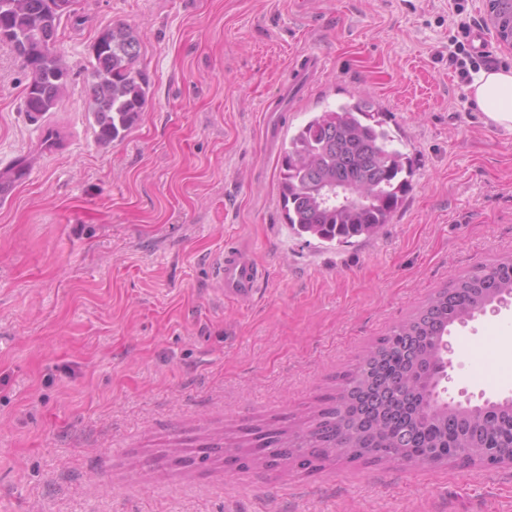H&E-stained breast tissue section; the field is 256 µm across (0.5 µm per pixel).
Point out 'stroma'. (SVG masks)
Segmentation results:
<instances>
[{
	"label": "stroma",
	"mask_w": 512,
	"mask_h": 512,
	"mask_svg": "<svg viewBox=\"0 0 512 512\" xmlns=\"http://www.w3.org/2000/svg\"><path fill=\"white\" fill-rule=\"evenodd\" d=\"M54 112L0 48V512H512V468L327 461L246 448L293 429L336 376L434 290L512 256V133L448 64V0H77ZM140 40L148 103L100 144L86 81L100 30ZM321 67L304 68L307 56ZM362 94L412 160L413 189L369 240L286 224L278 157L314 113ZM63 149L42 145L46 127ZM249 248L265 278L231 303L214 264ZM512 302L455 328L460 401L512 397ZM239 443L238 460L211 446Z\"/></svg>",
	"instance_id": "1"
}]
</instances>
